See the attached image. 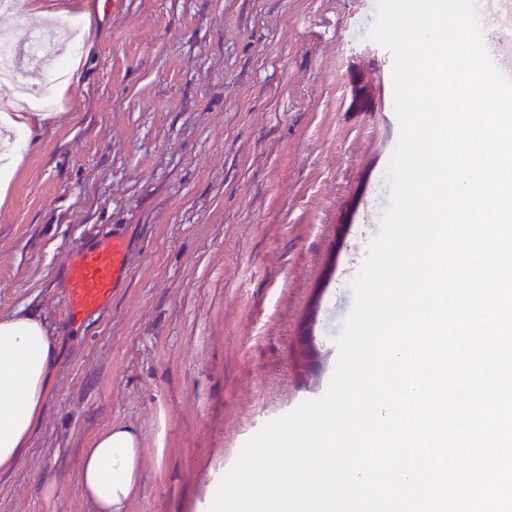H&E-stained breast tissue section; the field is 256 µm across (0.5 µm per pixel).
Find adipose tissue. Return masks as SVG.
Wrapping results in <instances>:
<instances>
[{"label":"adipose tissue","mask_w":512,"mask_h":512,"mask_svg":"<svg viewBox=\"0 0 512 512\" xmlns=\"http://www.w3.org/2000/svg\"><path fill=\"white\" fill-rule=\"evenodd\" d=\"M50 112L0 116V171L17 166ZM55 355L44 318L28 310L0 319V471L15 467L30 440ZM137 432L117 425L86 449L78 479L96 512H124L140 477Z\"/></svg>","instance_id":"1"}]
</instances>
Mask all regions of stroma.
Listing matches in <instances>:
<instances>
[{
	"instance_id": "35a3bbf8",
	"label": "stroma",
	"mask_w": 512,
	"mask_h": 512,
	"mask_svg": "<svg viewBox=\"0 0 512 512\" xmlns=\"http://www.w3.org/2000/svg\"><path fill=\"white\" fill-rule=\"evenodd\" d=\"M88 23L54 117L0 182V318L56 346L0 512H94L80 458L140 436L126 512H204L262 426L323 395L388 205L393 57L374 0H41ZM120 229L128 274L72 327L60 276Z\"/></svg>"
}]
</instances>
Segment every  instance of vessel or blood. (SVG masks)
<instances>
[{"label":"vessel or blood","mask_w":512,"mask_h":512,"mask_svg":"<svg viewBox=\"0 0 512 512\" xmlns=\"http://www.w3.org/2000/svg\"><path fill=\"white\" fill-rule=\"evenodd\" d=\"M493 60L503 73L512 72V27L504 26L490 43ZM127 242L123 235L80 248L66 267L64 301L70 322L80 323L105 307L126 278Z\"/></svg>","instance_id":"obj_1"}]
</instances>
